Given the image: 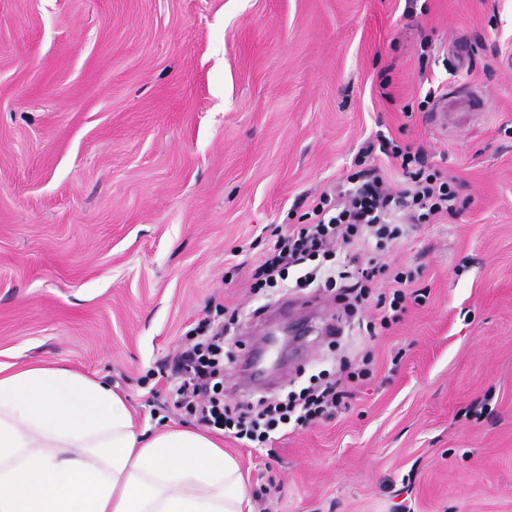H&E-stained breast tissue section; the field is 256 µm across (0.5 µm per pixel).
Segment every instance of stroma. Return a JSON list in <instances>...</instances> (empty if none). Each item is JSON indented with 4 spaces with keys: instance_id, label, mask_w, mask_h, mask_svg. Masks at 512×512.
<instances>
[{
    "instance_id": "stroma-1",
    "label": "stroma",
    "mask_w": 512,
    "mask_h": 512,
    "mask_svg": "<svg viewBox=\"0 0 512 512\" xmlns=\"http://www.w3.org/2000/svg\"><path fill=\"white\" fill-rule=\"evenodd\" d=\"M471 94L436 129L423 99ZM425 146L466 204L376 254L422 296L369 334L332 288H258L375 131ZM313 331L255 391L282 304ZM227 326L254 402L366 366L334 417L263 448L223 430L251 512H512V0H0V364L108 381L138 427L197 428L165 378Z\"/></svg>"
}]
</instances>
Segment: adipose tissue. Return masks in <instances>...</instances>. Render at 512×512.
<instances>
[{"mask_svg":"<svg viewBox=\"0 0 512 512\" xmlns=\"http://www.w3.org/2000/svg\"><path fill=\"white\" fill-rule=\"evenodd\" d=\"M237 460L191 429L138 430L63 365H0V512H243Z\"/></svg>","mask_w":512,"mask_h":512,"instance_id":"obj_1","label":"adipose tissue"}]
</instances>
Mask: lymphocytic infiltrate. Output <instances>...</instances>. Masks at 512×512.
Listing matches in <instances>:
<instances>
[{
    "label": "lymphocytic infiltrate",
    "instance_id": "1",
    "mask_svg": "<svg viewBox=\"0 0 512 512\" xmlns=\"http://www.w3.org/2000/svg\"><path fill=\"white\" fill-rule=\"evenodd\" d=\"M388 158L400 166L405 180L392 187L383 170L374 168L366 181L350 175L333 189L336 213L327 216L323 206L312 209L314 221L296 224L280 239L275 255L257 269L266 285L277 284L286 268L303 265L309 258L330 256L348 246H370L375 240H395L402 225L412 227L432 215L452 214L457 196L450 184L427 171L424 148L392 147ZM172 375L179 403L195 410L206 425L234 429L237 439L265 443L267 431L279 421L334 416L350 392L346 377L323 389L305 388L282 400L229 404L218 398L224 376V329L216 327L177 354Z\"/></svg>",
    "mask_w": 512,
    "mask_h": 512
}]
</instances>
